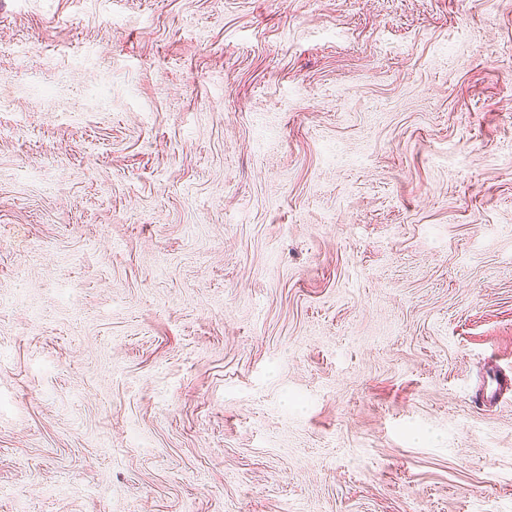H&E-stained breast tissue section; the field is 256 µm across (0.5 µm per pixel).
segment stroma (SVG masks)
<instances>
[{
	"instance_id": "35a3bbf8",
	"label": "stroma",
	"mask_w": 512,
	"mask_h": 512,
	"mask_svg": "<svg viewBox=\"0 0 512 512\" xmlns=\"http://www.w3.org/2000/svg\"><path fill=\"white\" fill-rule=\"evenodd\" d=\"M0 512H512V0H0Z\"/></svg>"
}]
</instances>
